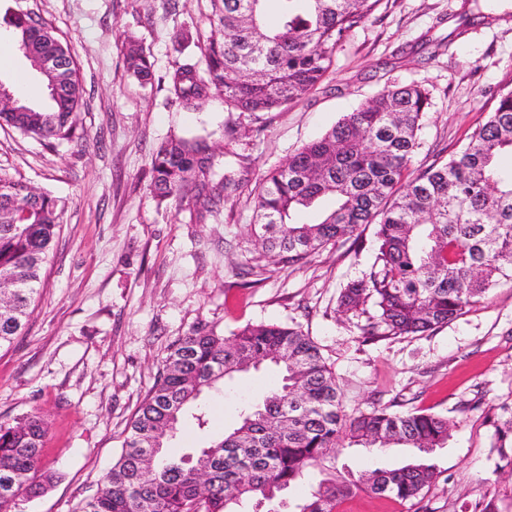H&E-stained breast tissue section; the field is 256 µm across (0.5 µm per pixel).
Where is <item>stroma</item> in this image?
Returning <instances> with one entry per match:
<instances>
[{
  "label": "stroma",
  "instance_id": "obj_1",
  "mask_svg": "<svg viewBox=\"0 0 512 512\" xmlns=\"http://www.w3.org/2000/svg\"><path fill=\"white\" fill-rule=\"evenodd\" d=\"M7 6L36 15L70 45L87 133L51 148L0 128V173L66 201L27 332L0 350V421L37 411L49 423L43 462L56 481L25 512H75L95 491L171 344L200 322L227 335L248 323L300 324L332 365L347 408L392 403L453 421L447 447L432 456L439 477L423 498L401 506L362 492L338 512H474L490 499L512 512V475L497 472L493 451V422L512 411V287L495 288L432 333L366 343L336 302L371 266L372 228L303 265L239 274L257 256L249 230L261 175L385 84L430 92L413 169L461 147L512 73V0H382L337 47L317 90L252 116L212 99L186 111L168 89L175 62L204 63L218 29L211 0H0ZM186 30L192 38L181 51ZM129 35L150 49L159 84L145 88L125 73ZM228 126L235 138L225 137ZM173 134L205 139L224 167L250 158L248 180L221 217L196 223L187 205L160 207L151 197L153 150ZM278 380L271 369L225 379L203 398L207 425L187 420L171 451L232 428L242 404ZM406 458L400 448H348L337 465L357 472Z\"/></svg>",
  "mask_w": 512,
  "mask_h": 512
}]
</instances>
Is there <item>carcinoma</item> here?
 I'll use <instances>...</instances> for the list:
<instances>
[{"mask_svg":"<svg viewBox=\"0 0 512 512\" xmlns=\"http://www.w3.org/2000/svg\"><path fill=\"white\" fill-rule=\"evenodd\" d=\"M268 0H213L223 28L209 43L205 74L176 63L169 91L195 110L214 93L228 112H276L314 90L336 47L377 11L381 0H278L280 18L266 24ZM0 29L36 66L71 48L28 12L8 8ZM124 67L141 86L155 83L143 46L128 39ZM67 90L42 106L0 111V126L51 146L85 137L84 88L76 68ZM430 92L386 84L288 163L262 175L253 197L251 241L276 264H299L374 225L368 273L347 283L337 310L360 321L365 342L433 332L493 289L512 285V76L487 119L447 161L410 171ZM226 169L204 141L172 135L153 153L148 190L157 202L191 205L198 222L215 217L248 172ZM65 201L0 174V348L25 334L53 253ZM273 366L281 382L240 410L235 427L192 454L167 448L189 416L202 420L201 397L224 379ZM448 418L424 409L392 411L373 403L346 409L330 364L298 324H247L226 336L198 323L175 341L154 385L123 431L121 453L80 512H241L271 501L312 468L326 476L286 512H336L370 492L402 505L436 482L431 455L448 445ZM47 422L37 412L0 422V512H25L34 490L55 475L42 464ZM497 470L512 473V414L494 421ZM405 448L407 462L336 475L344 448Z\"/></svg>","mask_w":512,"mask_h":512,"instance_id":"1","label":"carcinoma"}]
</instances>
